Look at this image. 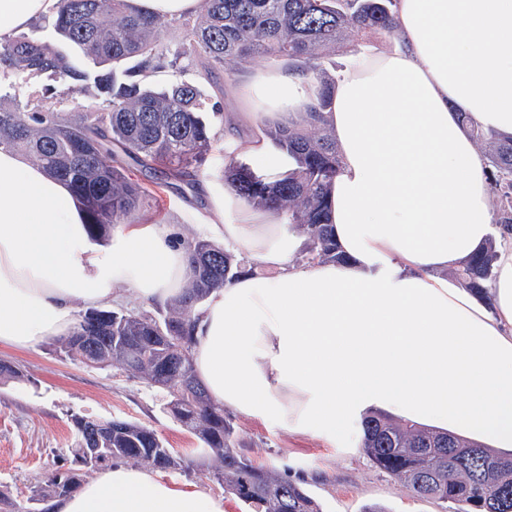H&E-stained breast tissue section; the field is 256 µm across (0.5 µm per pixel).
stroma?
<instances>
[{
    "label": "stroma",
    "mask_w": 512,
    "mask_h": 512,
    "mask_svg": "<svg viewBox=\"0 0 512 512\" xmlns=\"http://www.w3.org/2000/svg\"><path fill=\"white\" fill-rule=\"evenodd\" d=\"M227 156L224 140L214 141L205 166L195 174V185L165 189V210L142 211L141 223L175 225L184 240L213 239L201 221L210 201L199 195L196 185L206 180L216 194H223L219 173ZM0 359L16 364L24 375L20 381L0 382V490L10 492L18 504H26L32 488L48 473L72 468L73 419L79 416L130 420L153 428L191 465L184 472H163L164 480L222 497L224 512H245L221 485L194 470L202 455L200 439L165 411L162 393L144 380L65 357L52 338L29 350L0 345ZM232 420L246 456L255 465L276 467L303 486L319 501L322 512H364L376 505L389 512H442L439 503L417 497L376 469L360 446L355 426L327 440L296 435L240 413Z\"/></svg>",
    "instance_id": "1"
}]
</instances>
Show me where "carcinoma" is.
Returning <instances> with one entry per match:
<instances>
[{"label":"carcinoma","mask_w":512,"mask_h":512,"mask_svg":"<svg viewBox=\"0 0 512 512\" xmlns=\"http://www.w3.org/2000/svg\"><path fill=\"white\" fill-rule=\"evenodd\" d=\"M196 16L168 19L133 10L127 0H59L52 23L60 40L85 56L82 65L33 24L0 44V83L15 81L27 96L0 107V149L26 153L33 163L65 181L80 198L92 240L110 237L112 226L137 223L145 206L162 202L124 174L119 154L168 177L183 179L202 165L219 136L204 114L219 106L202 88L200 71L232 76L260 59L288 66L311 80L314 102L297 120L271 132L294 167L276 181L236 155L223 180L245 202L272 209L302 232L303 261L345 262L328 224V189L340 171L332 132L318 120L332 104L336 80L326 71V50L348 36L394 32L397 0H203ZM177 26L181 40L164 41ZM135 65L124 69L118 65ZM164 72L158 88L146 80ZM61 83L67 93L91 92L95 111L78 107L46 112L41 97ZM473 138L492 144L488 178L499 196L496 223L512 227V137L469 127ZM190 272L183 293L164 310L122 313L91 309L74 331L58 340L66 357L94 367H116L166 393V411L203 444L208 479L248 512H321L317 500L272 467L242 452L224 407L197 380L190 328L211 291L245 272L240 259L206 240L184 243ZM496 244L486 245L456 270L471 292L485 296L493 276ZM76 473L49 474L28 498L27 512H54V502L75 492L90 472L114 462L159 470H185L152 428L127 420L74 418ZM361 441L370 462L413 491L442 503L445 512H512V454L413 422L396 423L377 412L362 415Z\"/></svg>","instance_id":"cac0c4a2"}]
</instances>
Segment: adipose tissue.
<instances>
[{
	"instance_id": "1",
	"label": "adipose tissue",
	"mask_w": 512,
	"mask_h": 512,
	"mask_svg": "<svg viewBox=\"0 0 512 512\" xmlns=\"http://www.w3.org/2000/svg\"><path fill=\"white\" fill-rule=\"evenodd\" d=\"M59 0H0V43L56 16ZM400 48L358 54L336 79L324 125L341 169L330 222L344 264L297 262L276 211L212 193L205 225L261 270L212 291L194 319L193 365L225 409L299 435L335 438L368 409L512 450V244L485 309L446 272L502 235L464 124L512 135V0H399ZM249 135L236 155L275 180L292 168L264 132L312 101L309 80L253 71L236 90ZM188 255L169 224H130L93 243L69 187L0 150V344L68 335L77 304L120 288L147 306L181 294ZM60 512H224L223 498L117 465Z\"/></svg>"
}]
</instances>
